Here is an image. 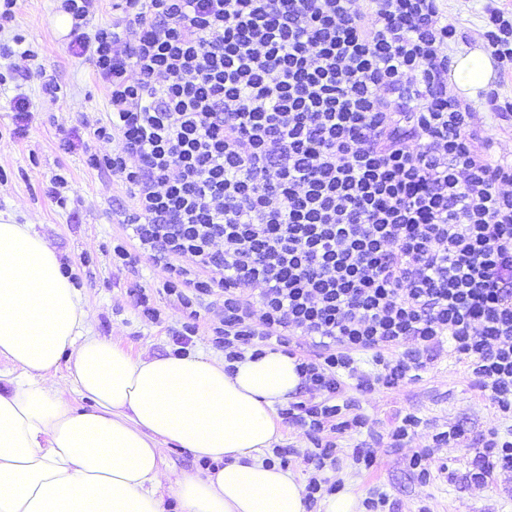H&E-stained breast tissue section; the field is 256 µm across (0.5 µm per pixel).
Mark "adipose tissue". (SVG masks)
<instances>
[{
	"mask_svg": "<svg viewBox=\"0 0 512 512\" xmlns=\"http://www.w3.org/2000/svg\"><path fill=\"white\" fill-rule=\"evenodd\" d=\"M481 49L448 77L463 96L494 78ZM58 252L0 216V512H305L295 475L263 458L301 379L287 355L235 372L201 355L133 356L94 335ZM68 382L73 404L60 388ZM175 442L203 471L170 478Z\"/></svg>",
	"mask_w": 512,
	"mask_h": 512,
	"instance_id": "ef3b65f1",
	"label": "adipose tissue"
}]
</instances>
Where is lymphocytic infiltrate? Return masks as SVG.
Returning <instances> with one entry per match:
<instances>
[{
    "mask_svg": "<svg viewBox=\"0 0 512 512\" xmlns=\"http://www.w3.org/2000/svg\"><path fill=\"white\" fill-rule=\"evenodd\" d=\"M71 55L108 92L90 166L133 200L112 262L140 252L206 319L227 363L289 336L300 388L280 414L312 433L315 504L335 435L362 426L346 380L397 388L450 349L512 419V160L493 159L448 88L456 29L442 0H61ZM512 72V11L485 9ZM369 352L374 373L355 355Z\"/></svg>",
    "mask_w": 512,
    "mask_h": 512,
    "instance_id": "obj_1",
    "label": "lymphocytic infiltrate"
}]
</instances>
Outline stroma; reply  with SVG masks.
<instances>
[{
  "instance_id": "obj_1",
  "label": "stroma",
  "mask_w": 512,
  "mask_h": 512,
  "mask_svg": "<svg viewBox=\"0 0 512 512\" xmlns=\"http://www.w3.org/2000/svg\"><path fill=\"white\" fill-rule=\"evenodd\" d=\"M484 4L485 0H447L448 21L457 28L450 53L483 44ZM58 5L59 0L16 2L13 30L24 36L36 55L0 60V72L14 67L30 74L22 86H0V212L11 214L16 223L33 225L59 252L89 312L93 333L135 356L167 355L174 349L172 333L187 312L162 293L165 270L137 253L128 266L112 264V239L123 232L116 212L131 204L126 188L112 175L90 167L81 151L63 146L70 133L86 135L104 118L108 94L70 55L68 31L57 23ZM48 77L62 85L63 98L46 94L42 84ZM19 92L31 100L33 117L18 136L10 101ZM471 104L476 123L492 141V155L511 158L512 126L500 121L482 97L472 98ZM58 173L66 174L70 185L63 205L51 191ZM141 288L151 291L160 321L136 307ZM343 396L367 426L340 443L345 457L332 478L342 490L362 499L371 489H380L388 494L392 512H418L423 505L430 512H512V473L496 474L486 485L472 478L485 439L511 429L512 422L501 418L466 363L444 352L418 378L395 389L360 392L348 385ZM408 414L418 417V425L402 447H391L392 430ZM452 427L462 431V438L433 461L429 479H418L411 458L428 448L437 431ZM357 448L372 452V469L354 466L351 454Z\"/></svg>"
}]
</instances>
